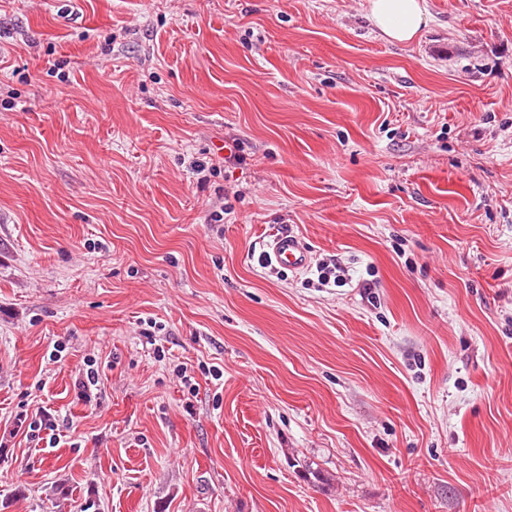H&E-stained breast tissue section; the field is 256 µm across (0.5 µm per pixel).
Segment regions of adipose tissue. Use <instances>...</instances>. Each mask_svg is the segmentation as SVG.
Returning a JSON list of instances; mask_svg holds the SVG:
<instances>
[{
	"mask_svg": "<svg viewBox=\"0 0 512 512\" xmlns=\"http://www.w3.org/2000/svg\"><path fill=\"white\" fill-rule=\"evenodd\" d=\"M370 17L385 39L409 43L428 22L424 0H368Z\"/></svg>",
	"mask_w": 512,
	"mask_h": 512,
	"instance_id": "1",
	"label": "adipose tissue"
}]
</instances>
